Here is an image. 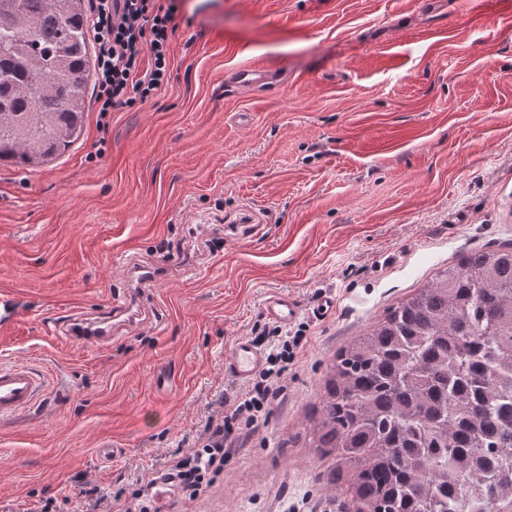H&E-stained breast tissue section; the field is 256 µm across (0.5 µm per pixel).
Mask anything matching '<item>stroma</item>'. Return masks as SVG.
Listing matches in <instances>:
<instances>
[{
    "mask_svg": "<svg viewBox=\"0 0 512 512\" xmlns=\"http://www.w3.org/2000/svg\"><path fill=\"white\" fill-rule=\"evenodd\" d=\"M475 2L177 0L153 98L103 118L88 93L65 154L0 163V362L46 382L0 420L16 512H139L133 490L245 391L224 360L277 329L274 292L301 305L287 403L163 512H341L336 457L310 443L334 356L465 254L512 244V0H494V26ZM252 65L276 85L226 87ZM124 249L158 272L138 323L101 349L65 335L127 293Z\"/></svg>",
    "mask_w": 512,
    "mask_h": 512,
    "instance_id": "stroma-1",
    "label": "stroma"
}]
</instances>
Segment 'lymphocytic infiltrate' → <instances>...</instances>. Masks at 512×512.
Wrapping results in <instances>:
<instances>
[{
    "label": "lymphocytic infiltrate",
    "instance_id": "lymphocytic-infiltrate-1",
    "mask_svg": "<svg viewBox=\"0 0 512 512\" xmlns=\"http://www.w3.org/2000/svg\"><path fill=\"white\" fill-rule=\"evenodd\" d=\"M90 27L97 43L100 114L146 102L167 79L173 6L162 0H91ZM149 67H142L143 56ZM269 348L267 367L253 379L242 397L210 419L201 448L170 472L176 489L199 496L211 484L210 475L241 448L267 417L275 401L284 400L281 376L301 342L300 336H260Z\"/></svg>",
    "mask_w": 512,
    "mask_h": 512
}]
</instances>
